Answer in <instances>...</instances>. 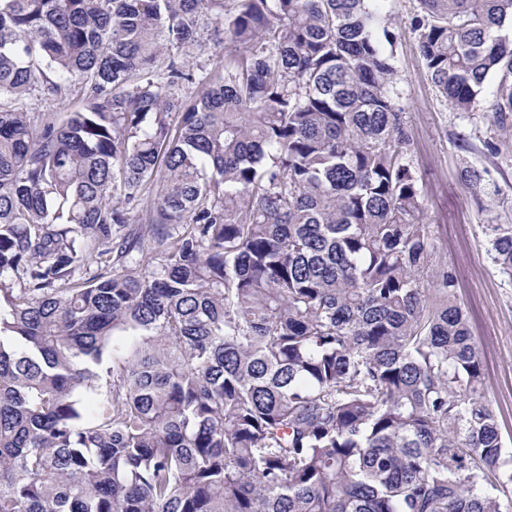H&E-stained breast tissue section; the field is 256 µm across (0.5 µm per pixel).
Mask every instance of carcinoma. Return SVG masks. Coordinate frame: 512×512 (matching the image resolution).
I'll use <instances>...</instances> for the list:
<instances>
[{
    "instance_id": "1",
    "label": "carcinoma",
    "mask_w": 512,
    "mask_h": 512,
    "mask_svg": "<svg viewBox=\"0 0 512 512\" xmlns=\"http://www.w3.org/2000/svg\"><path fill=\"white\" fill-rule=\"evenodd\" d=\"M380 2L0 0V512H512ZM418 3L506 127L512 0ZM82 94L76 87L71 95L63 102L45 100L37 92L24 101L26 112L37 116L41 112L64 113L79 110L84 106Z\"/></svg>"
}]
</instances>
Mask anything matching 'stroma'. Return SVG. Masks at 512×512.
<instances>
[{"label":"stroma","mask_w":512,"mask_h":512,"mask_svg":"<svg viewBox=\"0 0 512 512\" xmlns=\"http://www.w3.org/2000/svg\"><path fill=\"white\" fill-rule=\"evenodd\" d=\"M418 10L417 0H384L381 7L399 35L395 65L410 153L438 255L457 278L455 300L468 314L486 397L512 451V280L496 269L484 232L488 224H512V130L503 131L485 107L460 114L438 97L411 30ZM466 165L481 172L482 197L461 183Z\"/></svg>","instance_id":"obj_1"}]
</instances>
